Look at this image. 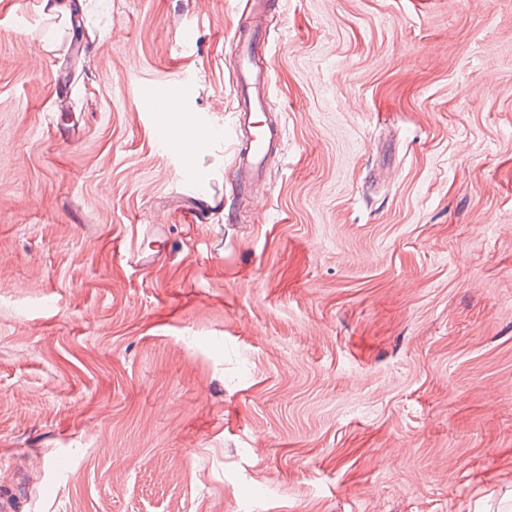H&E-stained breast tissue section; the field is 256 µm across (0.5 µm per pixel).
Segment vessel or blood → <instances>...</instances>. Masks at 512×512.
Instances as JSON below:
<instances>
[{
    "instance_id": "b4317fda",
    "label": "vessel or blood",
    "mask_w": 512,
    "mask_h": 512,
    "mask_svg": "<svg viewBox=\"0 0 512 512\" xmlns=\"http://www.w3.org/2000/svg\"><path fill=\"white\" fill-rule=\"evenodd\" d=\"M264 12L265 0H247L234 33L237 56L236 92L245 103L239 114V123L245 130V144L238 147L234 163L236 177L241 181L261 172L267 155L283 135L279 124L269 120L259 123L253 119L255 113L268 112L273 108L265 92L269 83L268 75L253 72L251 69L253 47L263 27ZM186 83V76H179L166 92L153 100L154 110L166 115L165 122L159 127L162 143L179 156L186 155L187 147L180 144L175 136L182 123L176 100Z\"/></svg>"
}]
</instances>
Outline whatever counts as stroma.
<instances>
[{
	"mask_svg": "<svg viewBox=\"0 0 512 512\" xmlns=\"http://www.w3.org/2000/svg\"><path fill=\"white\" fill-rule=\"evenodd\" d=\"M52 6L0 0L12 512H512V0H268L248 186L241 0ZM264 12L265 0H248L233 37L237 56L236 92L246 104L245 109L238 115L240 126L246 132L245 146L239 145L234 163V171L239 181L262 172V164L267 155L283 135L282 127L269 121L268 117L261 125L252 120L253 114L270 112L273 108L264 90L269 83V75L254 73L251 69L253 47L263 27ZM187 81V76H179L166 92L156 96L153 100L154 110L166 113V120L159 127L162 143L172 153L179 156L187 155V146L180 144L179 139L175 137V132L182 123L181 111L176 106V100L181 95Z\"/></svg>",
	"mask_w": 512,
	"mask_h": 512,
	"instance_id": "35a3bbf8",
	"label": "stroma"
}]
</instances>
